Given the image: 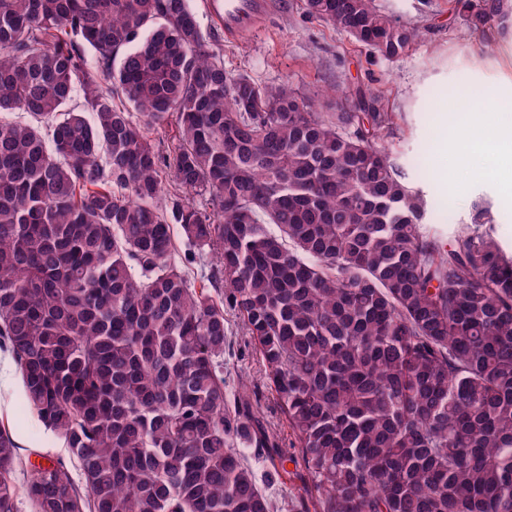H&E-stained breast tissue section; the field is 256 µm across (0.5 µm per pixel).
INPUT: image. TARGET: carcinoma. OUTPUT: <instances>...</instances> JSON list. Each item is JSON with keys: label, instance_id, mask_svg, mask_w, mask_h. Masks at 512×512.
I'll use <instances>...</instances> for the list:
<instances>
[{"label": "carcinoma", "instance_id": "obj_1", "mask_svg": "<svg viewBox=\"0 0 512 512\" xmlns=\"http://www.w3.org/2000/svg\"><path fill=\"white\" fill-rule=\"evenodd\" d=\"M303 3L387 61L421 36L374 0ZM451 6L470 35L512 24ZM391 124L378 95L227 71L190 0H0V349L76 463L20 489L0 428V512H274L247 449L269 485L294 466L291 512H512V251L479 204L426 232ZM177 228L214 261L198 287ZM229 312L287 450L228 388Z\"/></svg>", "mask_w": 512, "mask_h": 512}]
</instances>
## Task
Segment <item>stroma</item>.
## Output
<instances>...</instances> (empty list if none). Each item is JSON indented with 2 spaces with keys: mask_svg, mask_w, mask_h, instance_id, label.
<instances>
[{
  "mask_svg": "<svg viewBox=\"0 0 512 512\" xmlns=\"http://www.w3.org/2000/svg\"><path fill=\"white\" fill-rule=\"evenodd\" d=\"M266 24L253 37H225L214 0H192L202 31L218 40L226 70L274 86L289 81L313 95L330 86L380 94L394 115L387 144L412 186L429 201L428 233L451 236L469 223L472 206L484 202L494 218L497 238L512 247V186L496 175L490 155L463 159L456 170L434 168L433 109L448 98L477 88L512 84V28L496 34L492 46L466 36L448 0H374L377 8L423 34L400 58L387 61L327 23L309 18L302 0H276ZM224 356L230 387L260 382L259 358L239 328ZM0 427L11 430L23 459L47 466L69 458L64 440L28 410L22 381L10 356L0 351Z\"/></svg>",
  "mask_w": 512,
  "mask_h": 512,
  "instance_id": "1",
  "label": "stroma"
}]
</instances>
